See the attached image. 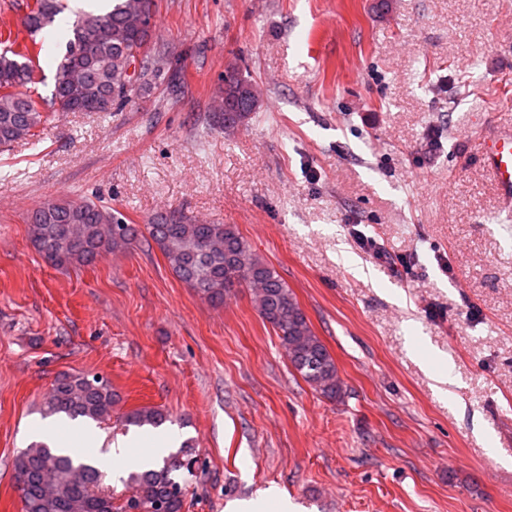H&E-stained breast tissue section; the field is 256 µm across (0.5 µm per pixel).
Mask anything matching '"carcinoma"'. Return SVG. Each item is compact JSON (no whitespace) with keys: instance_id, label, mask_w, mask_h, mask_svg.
Returning <instances> with one entry per match:
<instances>
[{"instance_id":"1","label":"carcinoma","mask_w":512,"mask_h":512,"mask_svg":"<svg viewBox=\"0 0 512 512\" xmlns=\"http://www.w3.org/2000/svg\"><path fill=\"white\" fill-rule=\"evenodd\" d=\"M100 12L79 11L65 43L59 45L50 104L72 112L79 104L108 100L107 111L161 90L175 88L172 60L157 55L152 24L153 0H107ZM65 9L61 0H35L26 16L33 36L50 26ZM34 49L0 52V146L36 136L44 122L40 102L21 88L34 83L30 54ZM251 81L229 72L220 89L214 124L220 128L248 124L260 108L242 112L234 101ZM30 241L53 267L90 266L102 254L126 248L147 236L175 275L203 299L222 305L236 288L253 292L257 312L271 325L293 368L315 391L329 399L343 392L336 362L314 333L294 293L233 224L191 221L174 213L139 225L121 212L87 200L46 199L29 217ZM112 386L94 376L59 374L45 401V412L99 422L112 415ZM126 425L157 428L163 409L140 407L124 415ZM193 449L185 447L158 470L132 471L133 492L119 504L105 482L106 471L85 456L63 454L43 441L31 443L13 461L22 512H182L184 492L173 473L194 471Z\"/></svg>"}]
</instances>
